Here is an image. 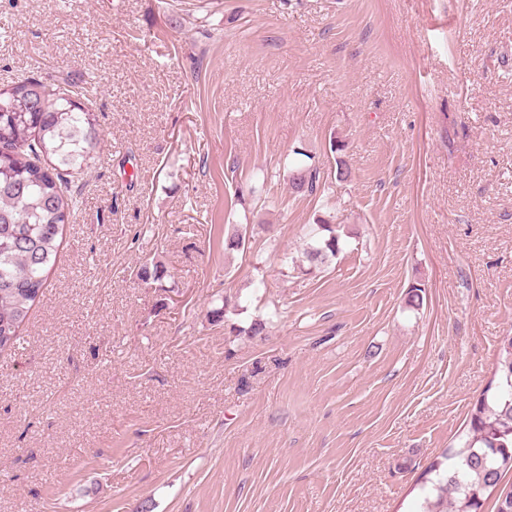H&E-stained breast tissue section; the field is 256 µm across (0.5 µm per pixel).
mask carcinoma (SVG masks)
Here are the masks:
<instances>
[{
  "instance_id": "cac0c4a2",
  "label": "carcinoma",
  "mask_w": 512,
  "mask_h": 512,
  "mask_svg": "<svg viewBox=\"0 0 512 512\" xmlns=\"http://www.w3.org/2000/svg\"><path fill=\"white\" fill-rule=\"evenodd\" d=\"M102 148L99 116L69 91L33 77L0 89V354L19 348L40 299L64 228L78 204L71 178ZM307 158L290 169L298 194L317 193L320 169ZM306 251L315 265L340 250V235L319 220ZM512 470V336L501 338L493 379L471 409L467 429L419 477V512H482L484 494Z\"/></svg>"
}]
</instances>
